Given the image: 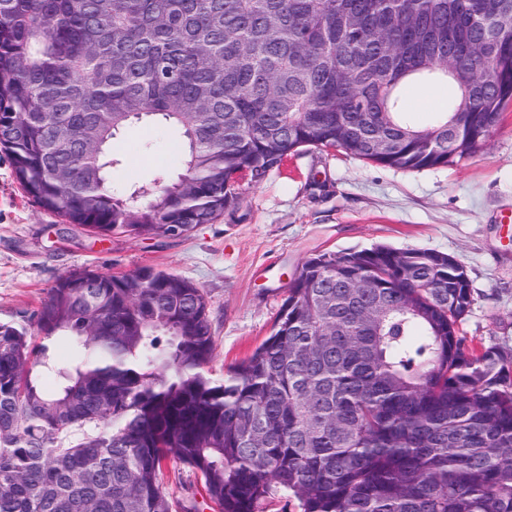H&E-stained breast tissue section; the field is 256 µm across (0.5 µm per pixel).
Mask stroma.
<instances>
[{
	"label": "stroma",
	"instance_id": "stroma-1",
	"mask_svg": "<svg viewBox=\"0 0 512 512\" xmlns=\"http://www.w3.org/2000/svg\"><path fill=\"white\" fill-rule=\"evenodd\" d=\"M443 83H414L401 97L417 124L448 106ZM112 183L176 177L181 146L160 124H136L112 144ZM386 245L425 248L465 269L473 305L461 329L468 345L512 350V106L487 141L453 165L405 171L342 152L301 148L240 203L182 237L99 238L44 211L16 181L0 150V322L33 324L60 277L82 270L120 275L163 270L207 294L223 378L270 335L302 262L323 252ZM163 489L212 512L200 479L168 460Z\"/></svg>",
	"mask_w": 512,
	"mask_h": 512
}]
</instances>
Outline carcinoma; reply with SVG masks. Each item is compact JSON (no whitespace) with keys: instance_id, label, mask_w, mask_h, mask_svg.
I'll use <instances>...</instances> for the list:
<instances>
[{"instance_id":"cac0c4a2","label":"carcinoma","mask_w":512,"mask_h":512,"mask_svg":"<svg viewBox=\"0 0 512 512\" xmlns=\"http://www.w3.org/2000/svg\"><path fill=\"white\" fill-rule=\"evenodd\" d=\"M494 24L490 0H0V149L67 224L185 235L302 147L402 170L468 156L512 104V29L464 55L467 86L441 65ZM417 77L454 97L422 127L398 95ZM143 120L175 133L182 172L116 194L112 140ZM472 304L438 251L318 254L220 382L202 288L66 275L33 325L0 323V512H199L163 490L168 456L219 512H512V356L465 346Z\"/></svg>"}]
</instances>
